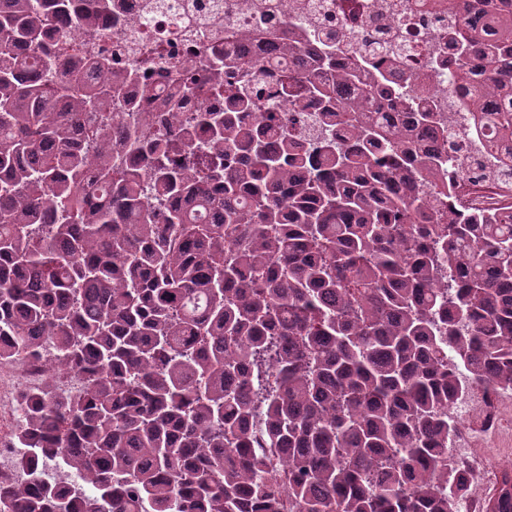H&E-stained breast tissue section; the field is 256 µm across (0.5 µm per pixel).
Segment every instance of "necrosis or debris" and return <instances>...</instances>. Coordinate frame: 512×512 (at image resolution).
Instances as JSON below:
<instances>
[{
	"label": "necrosis or debris",
	"instance_id": "necrosis-or-debris-1",
	"mask_svg": "<svg viewBox=\"0 0 512 512\" xmlns=\"http://www.w3.org/2000/svg\"><path fill=\"white\" fill-rule=\"evenodd\" d=\"M295 17L303 18L301 33L311 41L321 40L324 29L333 27L337 56H359L370 64L396 56L400 67L386 70L388 80L398 83L413 74L435 90L451 120L447 139L432 140L431 146L446 149L451 139L458 145L440 209L463 219L512 212V180L502 175L504 165L512 164V145L487 149L473 124L469 97L449 96L447 74L431 71L425 57L430 50L448 52V0H165L161 8L152 0H112L111 11L100 16L96 29L71 37L56 24L48 39L50 49L79 64L86 79L92 74L91 61L103 53L123 65L138 63L155 88L147 98L140 85H128L127 103L160 112L172 70L203 72L211 55L223 54L233 43L249 46L256 62L241 69L242 79L273 87L277 71L260 68L272 44L268 33L287 29Z\"/></svg>",
	"mask_w": 512,
	"mask_h": 512
}]
</instances>
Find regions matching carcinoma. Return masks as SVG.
Wrapping results in <instances>:
<instances>
[{
  "instance_id": "cac0c4a2",
  "label": "carcinoma",
  "mask_w": 512,
  "mask_h": 512,
  "mask_svg": "<svg viewBox=\"0 0 512 512\" xmlns=\"http://www.w3.org/2000/svg\"><path fill=\"white\" fill-rule=\"evenodd\" d=\"M110 3L0 0V364L51 346L55 376H83L76 393H22L21 479L0 512H283L285 494L291 512H465L475 471L455 409L479 387L512 391V222L431 208L448 191L427 143L443 117L283 40L267 98L315 112L316 137L257 111L229 57L180 75L149 137L120 112L138 67L103 58L85 90L44 46L49 22L81 31ZM448 14L457 53L432 67L450 96L480 89L496 149L512 141V0ZM200 96L224 105L187 126L182 101ZM406 107L415 139L384 118ZM485 512H512V470Z\"/></svg>"
}]
</instances>
